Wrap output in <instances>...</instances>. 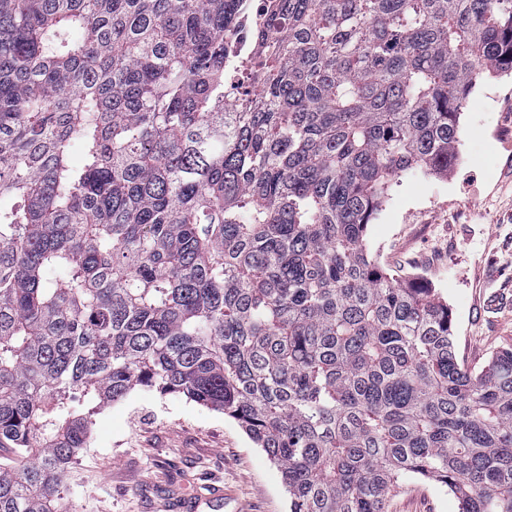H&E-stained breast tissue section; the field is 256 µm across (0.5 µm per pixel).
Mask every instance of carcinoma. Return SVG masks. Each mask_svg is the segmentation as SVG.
Returning a JSON list of instances; mask_svg holds the SVG:
<instances>
[{"label": "carcinoma", "instance_id": "obj_1", "mask_svg": "<svg viewBox=\"0 0 512 512\" xmlns=\"http://www.w3.org/2000/svg\"><path fill=\"white\" fill-rule=\"evenodd\" d=\"M242 18L0 0V512H59L136 386L236 420L290 512H385L407 477L512 512V347L465 366L448 303L366 242L512 76V0H264L245 62Z\"/></svg>", "mask_w": 512, "mask_h": 512}]
</instances>
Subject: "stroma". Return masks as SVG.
I'll list each match as a JSON object with an SVG mask.
<instances>
[{
    "mask_svg": "<svg viewBox=\"0 0 512 512\" xmlns=\"http://www.w3.org/2000/svg\"><path fill=\"white\" fill-rule=\"evenodd\" d=\"M373 258L388 273L428 280L453 313L459 359L481 369L512 345V77H486L460 118L446 173L403 177L368 226ZM504 300L484 304L487 271ZM204 482L234 498L224 512H289L281 475L240 425L181 395L134 388L93 416L70 466L63 512H163L164 496ZM386 512H457L447 489L405 479Z\"/></svg>",
    "mask_w": 512,
    "mask_h": 512,
    "instance_id": "stroma-1",
    "label": "stroma"
}]
</instances>
